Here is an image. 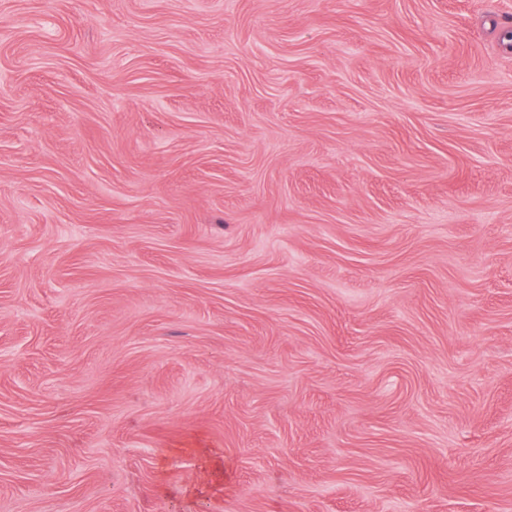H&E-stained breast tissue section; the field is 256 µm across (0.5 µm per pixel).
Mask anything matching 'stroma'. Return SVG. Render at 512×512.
Instances as JSON below:
<instances>
[{
	"label": "stroma",
	"mask_w": 512,
	"mask_h": 512,
	"mask_svg": "<svg viewBox=\"0 0 512 512\" xmlns=\"http://www.w3.org/2000/svg\"><path fill=\"white\" fill-rule=\"evenodd\" d=\"M512 0H0V512H512Z\"/></svg>",
	"instance_id": "stroma-1"
}]
</instances>
